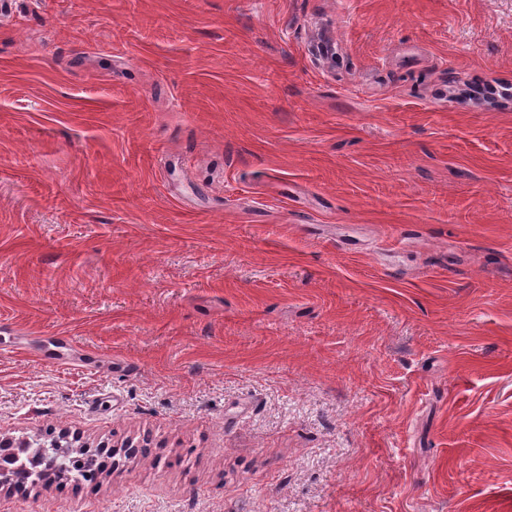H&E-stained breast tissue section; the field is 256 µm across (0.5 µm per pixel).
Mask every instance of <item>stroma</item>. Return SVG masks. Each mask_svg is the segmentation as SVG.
Here are the masks:
<instances>
[{
    "label": "stroma",
    "instance_id": "35a3bbf8",
    "mask_svg": "<svg viewBox=\"0 0 512 512\" xmlns=\"http://www.w3.org/2000/svg\"><path fill=\"white\" fill-rule=\"evenodd\" d=\"M1 434L114 458L0 512H512V0H0Z\"/></svg>",
    "mask_w": 512,
    "mask_h": 512
}]
</instances>
